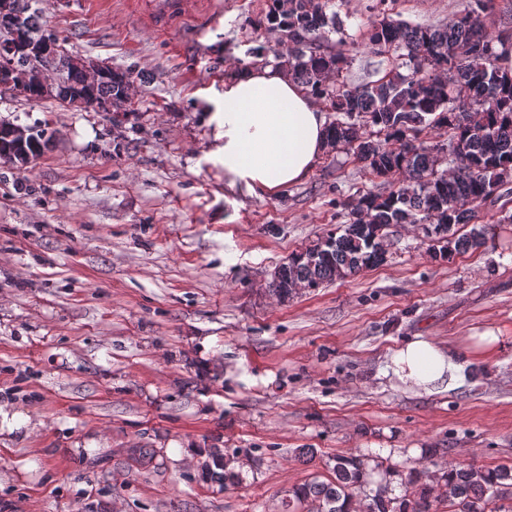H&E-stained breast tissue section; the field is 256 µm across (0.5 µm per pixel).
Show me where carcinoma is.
Returning a JSON list of instances; mask_svg holds the SVG:
<instances>
[{
	"label": "carcinoma",
	"instance_id": "obj_1",
	"mask_svg": "<svg viewBox=\"0 0 512 512\" xmlns=\"http://www.w3.org/2000/svg\"><path fill=\"white\" fill-rule=\"evenodd\" d=\"M30 0H0V30L16 28L40 44L63 46L48 30ZM394 0H376L377 12L364 34L363 44L395 54L392 68L380 79L354 85L343 79L349 55L342 49L325 52L316 41L332 30L346 44L337 14H327L322 0H269L266 23L280 32L286 49L273 55L288 75L315 99L336 113L328 130L327 146L344 148L375 177L388 181L385 194L368 192L347 202L349 223L317 240L279 266L272 292L297 280L312 288L356 275L380 264L386 256V230L397 224H424L429 248L442 258L475 251L486 244L487 228L474 227L456 236V226L475 219L474 203L498 198L512 180V74L502 63L498 45H512V31H487L484 18L494 0H468L452 24L439 28L409 25L392 18ZM65 82L82 78L80 67L64 50L51 60ZM15 80L23 97L39 103L48 97L34 85L27 60H14ZM112 72L91 96L111 104L115 112H132L123 79ZM376 129L366 136L362 128ZM0 119V163L17 170L28 167L48 148V123L24 127ZM462 147L464 158L455 156ZM454 167L440 169L442 162ZM207 474L230 481L217 454L205 464ZM327 481L309 480L291 491L290 512L306 506L308 512H350L356 497L368 503L364 512H431L432 499L448 502L456 512H512V466L492 469L448 467L415 490L391 496L388 484L371 488L370 472L362 455H338Z\"/></svg>",
	"mask_w": 512,
	"mask_h": 512
}]
</instances>
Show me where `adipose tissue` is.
I'll return each instance as SVG.
<instances>
[{
	"instance_id": "obj_1",
	"label": "adipose tissue",
	"mask_w": 512,
	"mask_h": 512,
	"mask_svg": "<svg viewBox=\"0 0 512 512\" xmlns=\"http://www.w3.org/2000/svg\"><path fill=\"white\" fill-rule=\"evenodd\" d=\"M215 130L211 153L229 186L273 194L300 182L314 168L326 144L328 126L315 100L284 71L252 67L229 76L224 93L205 114ZM465 367L456 352L422 337L397 348L384 377L423 394L458 386Z\"/></svg>"
}]
</instances>
